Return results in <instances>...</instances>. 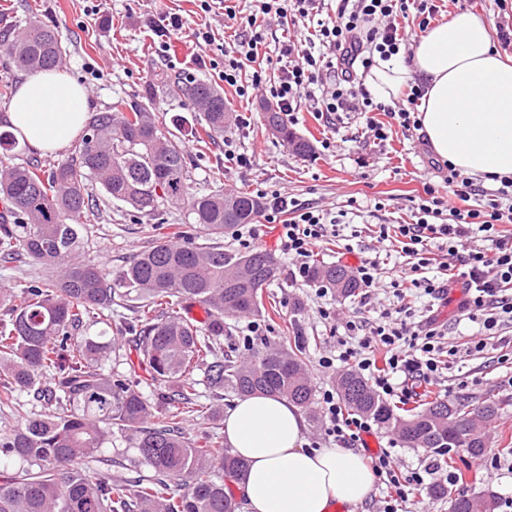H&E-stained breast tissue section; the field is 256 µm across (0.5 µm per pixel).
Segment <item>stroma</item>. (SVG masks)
<instances>
[{
	"label": "stroma",
	"mask_w": 512,
	"mask_h": 512,
	"mask_svg": "<svg viewBox=\"0 0 512 512\" xmlns=\"http://www.w3.org/2000/svg\"><path fill=\"white\" fill-rule=\"evenodd\" d=\"M85 0H0V41L16 37L19 29L37 20L56 26L62 36L64 57L61 69L88 95L92 112L111 106L116 98L141 99L147 85L160 73H189L220 82L224 69V42L230 36L224 27V11L213 8L202 12L198 0H101L99 12L84 10ZM179 14L186 22L181 38L171 40L168 54H161V39L153 19L157 12ZM206 29L213 33L210 42H200L195 32ZM224 100L235 120L224 135L232 139L241 152L252 155L250 169L224 166V145L201 147L186 140L185 151L194 190L215 187L227 191H280L300 203H310L341 217L346 233L360 257H379L383 271L399 265L401 256L388 243L378 241L369 232L372 224H394L409 220V200L421 195L426 183L440 184L435 155L424 133L405 131L392 126L387 141L376 143L362 138L363 118L356 112L320 115L298 112L290 126L307 140L312 150L299 156L281 146L266 130L261 112L267 97L255 92L251 97L239 96L234 88L225 87ZM338 142L339 150L322 149L325 140ZM382 209H375V202ZM161 223L141 224L128 208L101 203L100 215L92 224L87 256L113 269L125 265L150 242H181L195 228L189 224L186 208L166 204L161 208ZM276 303V311L260 314L259 323L266 327L269 339L285 346L302 345L314 387H330L335 372L319 365L322 355L335 350L336 328L358 307L357 297L343 298L330 291L320 296L311 283L293 282L288 274L266 290ZM441 306L437 319L445 324L448 344L458 350L467 379H460L457 369L447 373L450 399L478 403L484 399L512 398V387L501 380L512 372V322L505 323L499 335L487 337L482 354L465 356L463 349L475 334V324L456 320V298ZM328 317H321V310ZM133 314L127 306H113L110 336L116 343L118 356L106 364L107 369L125 375L154 404H161L166 392L163 385L152 382L144 369L130 367L126 357L132 347V335L125 331ZM200 402L218 404L216 413L190 416L183 423L186 437L195 445H203L212 437H223L224 418L237 401L236 395L224 392L215 398L207 385L199 387ZM102 460L87 459L83 468L91 472L111 471L114 478H149L151 466L141 461L128 433L113 430L112 442L102 451ZM487 456H500L501 470H488L483 461L471 459L464 452L454 453V472L460 473L458 489L474 494L485 489L497 491L499 497L512 495V410L499 418L491 431ZM113 459L106 467L105 459Z\"/></svg>",
	"instance_id": "obj_1"
}]
</instances>
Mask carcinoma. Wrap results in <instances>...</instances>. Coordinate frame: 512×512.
<instances>
[{
	"mask_svg": "<svg viewBox=\"0 0 512 512\" xmlns=\"http://www.w3.org/2000/svg\"><path fill=\"white\" fill-rule=\"evenodd\" d=\"M0 50L24 72L59 66L63 57L59 31L44 24L29 25L13 42L0 43ZM157 84L198 114L191 137L224 136L232 113L216 84L184 74L163 75ZM262 118L293 153L311 152L280 113L268 108ZM15 147L12 135L0 134V204L12 218L0 222V260L25 256L52 275L19 290L0 287V307L6 309L0 318V402L27 390L47 413L23 417L0 433V512H235L226 481L237 478L245 463L215 438L198 448L181 432L182 420L197 412L194 372L205 368L215 391L286 398L317 420L301 348L268 341L243 361L214 353L224 336V315L261 313L264 288L278 279L279 263L270 254L224 251V235L254 223L265 202L246 191L192 190L181 132L156 121L146 95L92 113L81 140L61 159L17 162L8 155ZM97 186L105 198L148 218L166 202L187 204L205 242H152L112 270L95 263L84 257V245ZM309 281L343 297L358 288L336 265L311 267ZM118 300L132 303L135 321L128 330L139 364L167 387L160 415L125 376L104 372L112 337L89 333L93 324L111 323ZM194 305L206 310L205 321L188 317ZM335 386L349 411L396 431L404 446L434 454L459 448L473 459L485 455V430L509 405L489 398L473 407L436 398L401 416L356 370L342 371ZM114 427L131 433L155 478L138 479L128 490L110 474L83 470L81 462L102 452ZM11 463L18 468L10 469ZM426 494L448 502V512H463L460 491L446 483L431 485ZM472 500L475 512L499 508L496 494Z\"/></svg>",
	"mask_w": 512,
	"mask_h": 512,
	"instance_id": "obj_1",
	"label": "carcinoma"
}]
</instances>
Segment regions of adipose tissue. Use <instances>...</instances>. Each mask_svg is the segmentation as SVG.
<instances>
[{
    "mask_svg": "<svg viewBox=\"0 0 512 512\" xmlns=\"http://www.w3.org/2000/svg\"><path fill=\"white\" fill-rule=\"evenodd\" d=\"M492 23L465 10L428 28L410 62L377 61L365 77L390 101L413 79L424 94L418 118L435 155L476 178L512 176V58L496 48ZM87 92L52 70L28 74L5 120L33 150L57 151L87 122ZM304 423L286 400L251 395L224 419V436L247 467L236 482L243 512H332L363 503L374 488L369 463L345 447L305 449Z\"/></svg>",
    "mask_w": 512,
    "mask_h": 512,
    "instance_id": "ef3b65f1",
    "label": "adipose tissue"
}]
</instances>
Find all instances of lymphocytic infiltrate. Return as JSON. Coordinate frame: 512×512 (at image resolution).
<instances>
[{
    "label": "lymphocytic infiltrate",
    "instance_id": "obj_1",
    "mask_svg": "<svg viewBox=\"0 0 512 512\" xmlns=\"http://www.w3.org/2000/svg\"><path fill=\"white\" fill-rule=\"evenodd\" d=\"M438 12L436 0H336L332 6L327 0H254L247 16H237L232 9L227 12L228 20L239 21L243 34L224 48L222 78L242 96L263 91L287 114L299 111L306 100L321 113H364L365 137L383 142L388 133L383 123L374 120V113H385L404 130L419 129L415 106L424 90L414 85L404 98L385 103L371 95L359 74L369 71L376 59H389L408 47L409 36L399 26V18L415 15L423 32ZM273 21L286 27L303 23L308 30L280 41L276 79L257 69L250 85L240 84L243 69L257 61L265 44L264 24ZM444 182L449 193L428 184L421 196L413 198L412 222L374 225L377 239L397 242L406 259L389 283L396 301L378 316L365 315L382 283L379 261L360 260L352 272L361 288V309L346 321L335 355L319 360L327 370L339 362H353L379 395L402 402L411 398L414 383H433L448 368L443 326L430 318L416 320L405 301L406 286L442 301L452 279L461 277L458 316L479 326V338L467 344L473 355L484 351L485 337L497 335L502 320L512 321V177H499L490 193L453 168ZM453 197L464 201V208L451 206ZM262 217L278 225L280 245L297 281L307 280L318 243L344 238L336 218L316 207L289 202L278 191L266 196ZM320 404L326 433L337 444L352 445L373 435L370 419L346 411L335 391L322 389ZM371 464L384 487L383 512H406L410 498L432 484L439 471L434 463L401 470L387 449L374 452Z\"/></svg>",
    "mask_w": 512,
    "mask_h": 512
}]
</instances>
